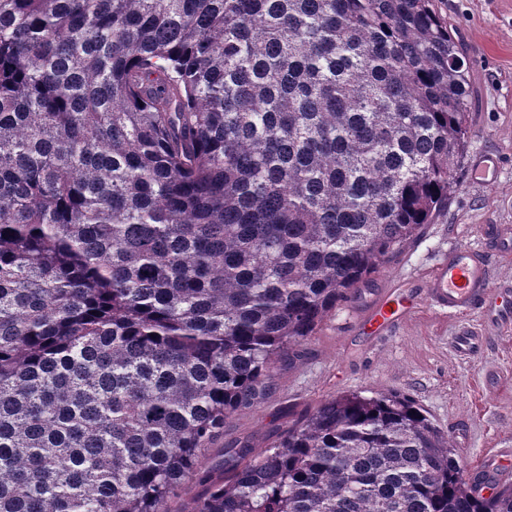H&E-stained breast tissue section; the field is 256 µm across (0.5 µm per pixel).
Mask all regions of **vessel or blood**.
I'll return each instance as SVG.
<instances>
[{
	"mask_svg": "<svg viewBox=\"0 0 512 512\" xmlns=\"http://www.w3.org/2000/svg\"><path fill=\"white\" fill-rule=\"evenodd\" d=\"M498 159L489 153L473 155L469 170L483 185L495 183ZM482 238L503 258H512V225L484 224ZM424 300L432 308L462 318L463 323L451 340L453 349L462 357H470L482 346V332L467 323L473 312H481L487 321L512 325V302L504 290L493 287L486 255L471 247L449 249L445 259L427 274L417 298H410L397 286H389L370 301L363 323L373 332L383 331L402 320ZM477 489L487 495L497 490L505 477L512 475V450L503 448L484 455L475 465Z\"/></svg>",
	"mask_w": 512,
	"mask_h": 512,
	"instance_id": "1",
	"label": "vessel or blood"
}]
</instances>
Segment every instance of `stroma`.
Instances as JSON below:
<instances>
[{
  "label": "stroma",
  "instance_id": "stroma-1",
  "mask_svg": "<svg viewBox=\"0 0 512 512\" xmlns=\"http://www.w3.org/2000/svg\"><path fill=\"white\" fill-rule=\"evenodd\" d=\"M440 7L475 89L467 150L499 156L496 186L472 184L467 167H459L447 208L337 306L304 343L300 360L276 364L272 391L226 421L223 435L206 451L208 461L221 460L243 442L257 451L270 447L289 422L342 392L407 394L449 432L457 421H468V439L458 446L468 468L490 449L512 448V328L470 316V323L480 324L484 344L463 359L451 348L458 319L423 302L389 332L369 334L360 326L368 301L384 287L394 282L404 293L416 292L449 248L480 245L479 225L512 224V0H441Z\"/></svg>",
  "mask_w": 512,
  "mask_h": 512
}]
</instances>
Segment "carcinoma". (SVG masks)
I'll return each mask as SVG.
<instances>
[{
	"label": "carcinoma",
	"instance_id": "carcinoma-1",
	"mask_svg": "<svg viewBox=\"0 0 512 512\" xmlns=\"http://www.w3.org/2000/svg\"><path fill=\"white\" fill-rule=\"evenodd\" d=\"M438 0H0V512H512L400 393L205 451L448 206Z\"/></svg>",
	"mask_w": 512,
	"mask_h": 512
}]
</instances>
